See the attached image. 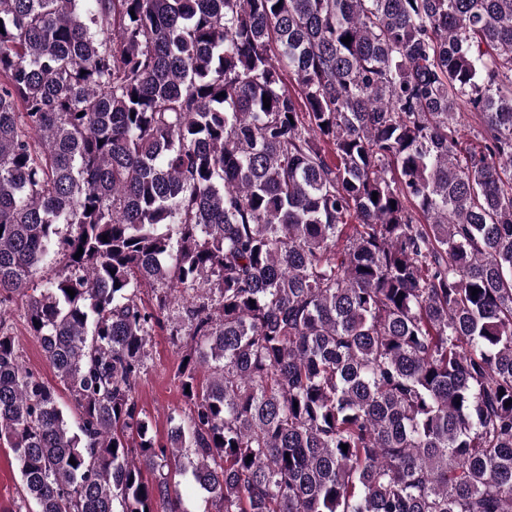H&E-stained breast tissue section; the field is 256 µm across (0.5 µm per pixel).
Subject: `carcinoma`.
<instances>
[{
	"label": "carcinoma",
	"mask_w": 512,
	"mask_h": 512,
	"mask_svg": "<svg viewBox=\"0 0 512 512\" xmlns=\"http://www.w3.org/2000/svg\"><path fill=\"white\" fill-rule=\"evenodd\" d=\"M0 26V308L27 297L77 414L0 319L24 501L188 512L189 472L216 512H512V0H0ZM175 305L159 446L136 382Z\"/></svg>",
	"instance_id": "carcinoma-1"
}]
</instances>
